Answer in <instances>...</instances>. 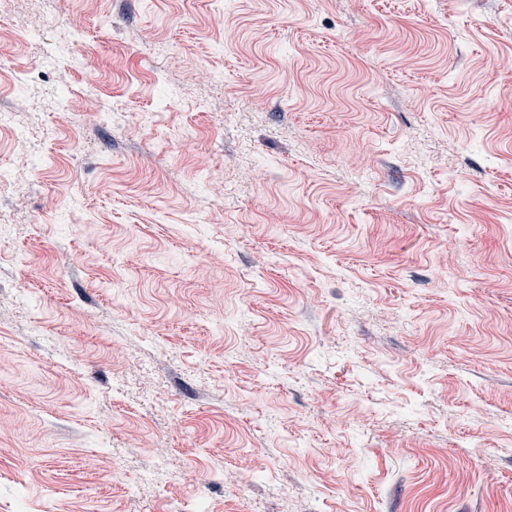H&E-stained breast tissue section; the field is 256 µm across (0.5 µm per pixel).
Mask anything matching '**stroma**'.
<instances>
[{"label": "stroma", "instance_id": "obj_1", "mask_svg": "<svg viewBox=\"0 0 512 512\" xmlns=\"http://www.w3.org/2000/svg\"><path fill=\"white\" fill-rule=\"evenodd\" d=\"M0 97V512H512V0H10Z\"/></svg>", "mask_w": 512, "mask_h": 512}]
</instances>
